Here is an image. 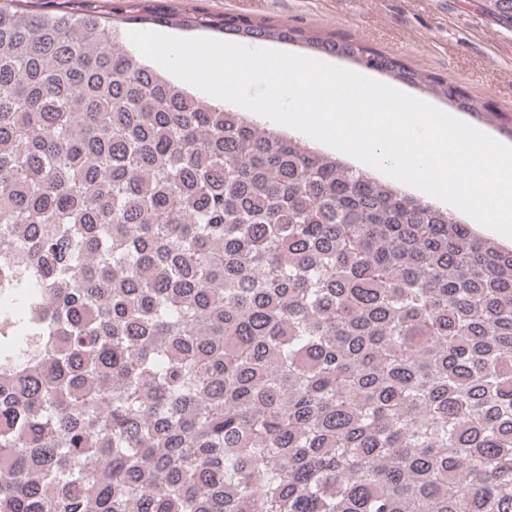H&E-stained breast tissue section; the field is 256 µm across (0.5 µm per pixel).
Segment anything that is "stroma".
I'll use <instances>...</instances> for the list:
<instances>
[{
    "mask_svg": "<svg viewBox=\"0 0 512 512\" xmlns=\"http://www.w3.org/2000/svg\"><path fill=\"white\" fill-rule=\"evenodd\" d=\"M172 23L164 34L212 37L175 21L188 10L227 14L272 25L288 24L322 36L348 37L400 59L420 72L456 82L473 99L502 112L485 123L468 113L462 121L512 147V28L498 25L481 0H161Z\"/></svg>",
    "mask_w": 512,
    "mask_h": 512,
    "instance_id": "1",
    "label": "stroma"
}]
</instances>
